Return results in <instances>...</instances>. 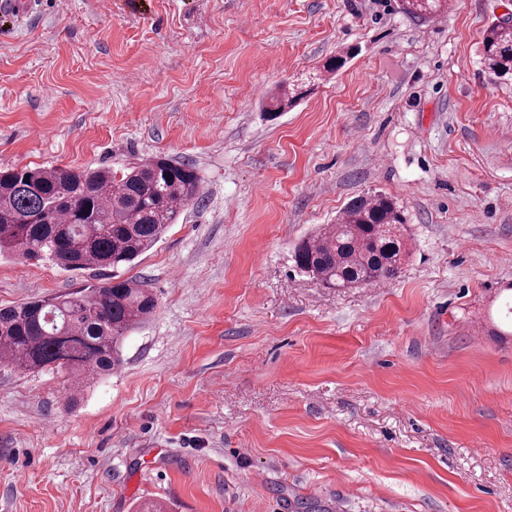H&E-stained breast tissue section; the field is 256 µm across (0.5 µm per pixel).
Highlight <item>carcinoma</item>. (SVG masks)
<instances>
[{"instance_id": "carcinoma-1", "label": "carcinoma", "mask_w": 512, "mask_h": 512, "mask_svg": "<svg viewBox=\"0 0 512 512\" xmlns=\"http://www.w3.org/2000/svg\"><path fill=\"white\" fill-rule=\"evenodd\" d=\"M403 12L429 19L447 0H401ZM489 75L512 80V16L493 21L482 37ZM286 91L271 96L273 116L293 105ZM191 164L164 156L124 171L75 172L56 167L0 171V256L47 260L66 271L114 269L153 248L183 207L201 196ZM404 211L377 194L353 202L338 222L302 240L297 266L335 288L397 274L408 256ZM151 289L110 279L67 294L0 308V363L26 372L67 367L106 376L120 364L127 332L155 313Z\"/></svg>"}]
</instances>
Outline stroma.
Returning a JSON list of instances; mask_svg holds the SVG:
<instances>
[{"mask_svg":"<svg viewBox=\"0 0 512 512\" xmlns=\"http://www.w3.org/2000/svg\"><path fill=\"white\" fill-rule=\"evenodd\" d=\"M512 0H32L0 7V170L162 155L202 195L117 270L0 258V307L152 289L121 370L0 365V512H512ZM342 57L336 71L326 62ZM301 97L269 118L279 86ZM393 197L409 255L328 288L295 248ZM401 9L408 15L429 19L447 11V0H401ZM482 63L498 79L512 80V16L493 21L482 37Z\"/></svg>","mask_w":512,"mask_h":512,"instance_id":"stroma-1","label":"stroma"}]
</instances>
